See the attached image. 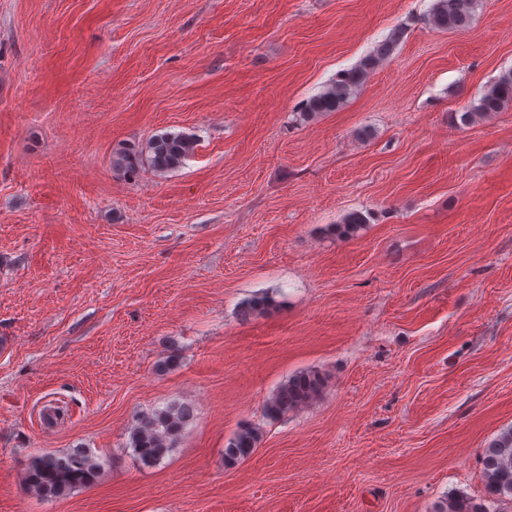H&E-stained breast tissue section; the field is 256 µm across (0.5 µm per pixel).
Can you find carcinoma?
<instances>
[{
    "label": "carcinoma",
    "instance_id": "carcinoma-1",
    "mask_svg": "<svg viewBox=\"0 0 512 512\" xmlns=\"http://www.w3.org/2000/svg\"><path fill=\"white\" fill-rule=\"evenodd\" d=\"M477 0H435L429 13V24L441 31L462 33L470 25ZM402 32L395 30L379 43L371 54L357 65L336 75L322 91L309 98L304 112L314 118L339 110L366 82L369 74L396 49ZM512 105V72L502 75L482 94L477 105L459 115L460 123L469 125L478 117L494 115ZM195 136L184 132L163 133L152 137L144 149H122L112 156V168L134 173L147 165L158 174L179 169L194 150ZM368 218L361 211H350L339 224H330L327 231L343 238L357 236ZM274 304L268 294L254 296L243 302L240 315L248 319L263 313ZM324 387L323 378L314 371L298 372L280 385L266 401L264 413L275 418L294 411L315 399ZM193 409L181 403L143 413L130 429L129 447L145 466L160 463L174 448L182 430L192 420ZM261 442L256 426L241 427L224 448V462L237 464L248 460ZM483 477L489 496L501 499L512 497V428L502 432L482 451ZM101 464L89 453L77 448L62 455L44 454L35 457L25 474L29 492L44 498L56 499L78 487L96 480ZM436 512H486L482 505L472 503L466 496L453 493Z\"/></svg>",
    "mask_w": 512,
    "mask_h": 512
}]
</instances>
